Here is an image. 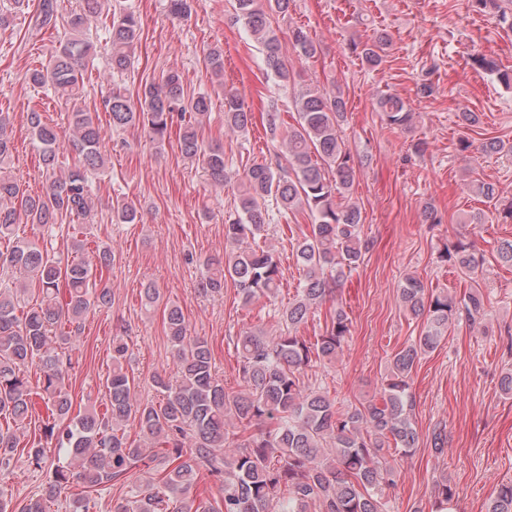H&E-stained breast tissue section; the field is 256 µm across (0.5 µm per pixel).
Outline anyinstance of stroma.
I'll list each match as a JSON object with an SVG mask.
<instances>
[{
  "instance_id": "35a3bbf8",
  "label": "stroma",
  "mask_w": 512,
  "mask_h": 512,
  "mask_svg": "<svg viewBox=\"0 0 512 512\" xmlns=\"http://www.w3.org/2000/svg\"><path fill=\"white\" fill-rule=\"evenodd\" d=\"M134 3L141 32L133 67L108 75L105 42L96 39L94 65L103 76L79 102L98 113L108 156L95 184L97 216L81 232L88 241L111 243L115 259L102 278L112 304L88 314L71 352L74 409L105 402L116 335L129 344L137 399L159 401L153 375L176 370L163 321L166 303L181 307L190 335L207 339L226 390H238L236 338L258 327L278 335L280 312L294 298L302 274L296 241L313 218L303 207L272 222L267 241L283 269L274 301L244 304L230 280L223 295L200 293L202 262L224 253V217L235 209L244 169L273 159L280 149L267 132L268 111L278 109L284 123H292L295 96L315 87L342 94L347 103L343 137L359 162L351 198L372 246L345 274L333 298L299 328V335L314 338L339 306L350 321L341 357L334 365L306 369L303 381L328 391L340 405L380 390L390 358L423 327L401 305L398 289L406 276L419 277L428 291L459 298L470 288L479 289L485 303L482 319L473 325L456 323L412 373L413 419L421 442L412 454L391 457L397 482L386 489L385 502L387 512H431L433 483L445 475L457 489L459 512H486L500 484L512 480V398L499 388L501 374L512 369V266L496 255L498 243L512 239V219L504 213L512 204V157L484 153L481 144L492 137L512 143V86L472 66L471 59L484 56L512 73V30L500 25L496 11L474 10L469 0H291L287 14L272 19L290 71L289 81L279 83L267 76L244 26L235 22L234 0H195L185 19L171 15L169 0ZM11 11L10 26L0 28V112L12 117V171L36 195L45 174L27 112H43L61 137H68L69 130L53 92L32 86L26 71L49 62L59 37L32 31L30 9ZM294 26L310 33L317 48L314 58L297 55L289 40ZM380 31L390 39L386 60L371 69L350 46ZM214 47L224 51L220 88L213 86L204 64ZM172 71L181 75L188 91L211 96L203 144L223 145L229 176L224 184L213 183L201 162L184 158L177 139L155 147L143 133L112 131L103 112L112 85L134 95ZM425 83L431 84V94L422 93ZM228 91L238 94L252 114L246 131L224 124ZM386 93L408 106L411 125L385 124L376 101ZM463 111L480 113V127L462 128L457 115ZM464 137L471 143L465 151L460 148ZM475 179L494 183L497 197L485 201L476 196L470 188ZM119 197L138 203L140 221L113 223L112 203ZM427 206L434 209L437 223L425 222ZM479 210L485 223H466V216ZM460 239L473 243L483 259L477 278H468L442 257L444 248ZM149 282L159 288L162 301L151 309L141 299ZM437 425L448 436L439 457L428 441ZM52 470V463L37 468L22 459L0 476V487L20 502L40 493Z\"/></svg>"
}]
</instances>
